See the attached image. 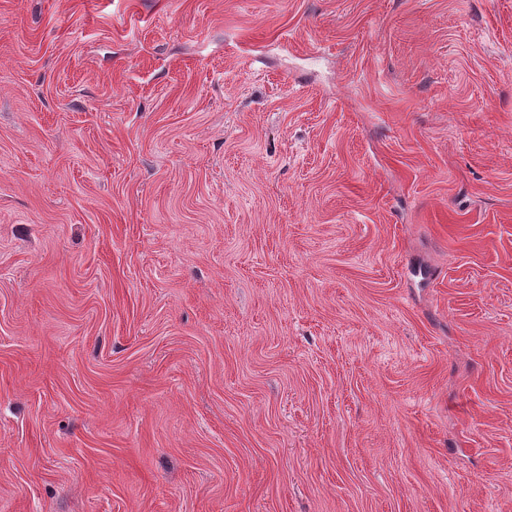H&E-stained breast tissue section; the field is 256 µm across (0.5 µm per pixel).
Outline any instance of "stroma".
<instances>
[{
  "mask_svg": "<svg viewBox=\"0 0 512 512\" xmlns=\"http://www.w3.org/2000/svg\"><path fill=\"white\" fill-rule=\"evenodd\" d=\"M0 512H512V0H0Z\"/></svg>",
  "mask_w": 512,
  "mask_h": 512,
  "instance_id": "obj_1",
  "label": "stroma"
}]
</instances>
